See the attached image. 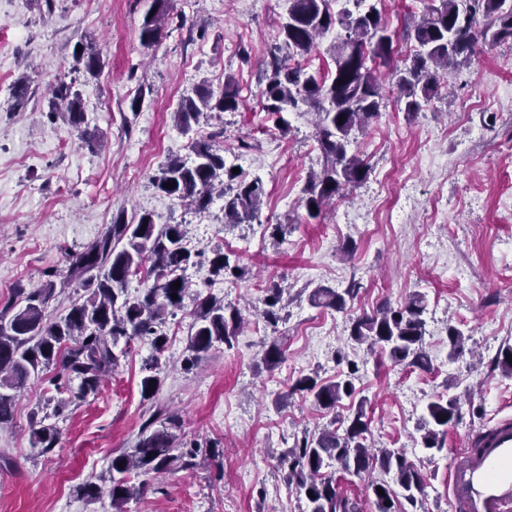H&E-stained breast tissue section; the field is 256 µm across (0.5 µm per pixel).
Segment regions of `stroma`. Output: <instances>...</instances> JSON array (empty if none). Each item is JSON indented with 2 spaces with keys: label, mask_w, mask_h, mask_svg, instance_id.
<instances>
[{
  "label": "stroma",
  "mask_w": 512,
  "mask_h": 512,
  "mask_svg": "<svg viewBox=\"0 0 512 512\" xmlns=\"http://www.w3.org/2000/svg\"><path fill=\"white\" fill-rule=\"evenodd\" d=\"M371 2L394 36L396 61L406 60L415 47L403 28L425 0ZM171 6L162 40L147 49L140 42L146 0H0V311L15 302L17 289L35 287L51 270L57 289L46 314L66 315L77 297L65 281L72 254L121 213L185 224L200 252L185 272V308L165 325L154 399L140 392L153 349L138 339L86 399H77L75 377L62 393L45 375L16 392L13 422L0 429V512H114L111 460L133 447L157 411L178 417L182 440L201 450L194 467L172 465L128 501L126 512H306L280 459L295 439L346 419L363 398L369 445L403 449L425 480L417 504L398 498L399 512H456L448 497L456 450L512 416V376L495 365L501 348L512 346V41L482 45L421 112H404L389 98L351 146L371 167L367 181L312 220L299 205L308 171L320 166L312 116L285 113L288 127L279 129L259 96L262 62L288 0ZM84 38L93 39L103 63L94 77L75 69L74 47ZM60 78L75 80L82 95L80 127L50 115ZM228 79L239 111L209 113L195 132L219 136L226 165L264 185L257 218L235 226L224 222L222 199L188 211L149 181L168 157L193 158L188 135L172 119L180 100L202 83L217 90ZM21 82L28 91L18 107ZM242 138L252 150H238ZM272 224L289 231L271 237ZM217 252L239 257L240 277H211ZM271 279L289 289L287 320L275 329L252 320L232 346L217 345L184 370L197 298L242 307ZM319 284L353 285L358 294L348 311L316 308L307 291ZM415 293L427 306V369L369 355L351 340V317L385 302L400 306ZM452 326L467 337L459 356L449 353ZM272 340L284 345L286 359L271 371L259 350ZM312 372L324 381L351 374L355 392L333 409L318 408L290 390ZM449 384L461 397L460 417L442 450L424 448L419 426ZM61 396L71 403L58 415ZM43 419L59 431L48 453L31 442ZM90 477L101 494L78 495Z\"/></svg>",
  "instance_id": "1"
}]
</instances>
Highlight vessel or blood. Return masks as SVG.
<instances>
[{"mask_svg":"<svg viewBox=\"0 0 512 512\" xmlns=\"http://www.w3.org/2000/svg\"><path fill=\"white\" fill-rule=\"evenodd\" d=\"M448 491L460 512H512V418L470 438L455 454Z\"/></svg>","mask_w":512,"mask_h":512,"instance_id":"b4317fda","label":"vessel or blood"}]
</instances>
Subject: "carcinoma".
<instances>
[{
    "label": "carcinoma",
    "instance_id": "carcinoma-1",
    "mask_svg": "<svg viewBox=\"0 0 512 512\" xmlns=\"http://www.w3.org/2000/svg\"><path fill=\"white\" fill-rule=\"evenodd\" d=\"M288 17L279 29L278 43L269 52L261 71L264 110L281 115L306 107L315 115L313 136L322 166L311 171L302 188L301 205L307 216L317 219L324 207L344 196V191L363 183L370 167L365 159L349 151L358 134L364 133L385 107L386 90L397 89L399 102L409 113L421 111L429 103L441 80L476 53L487 41L512 40V0H428L419 18L406 27V38L417 44L416 53L403 65H391L393 38L382 14L366 0H290ZM170 0H152L143 16L140 38L147 48L157 45L170 19ZM339 28L330 54L335 68L330 78L319 80L303 68L291 64L296 57L311 54L327 32ZM74 52L84 73L94 77L102 68L100 55L90 45L79 42ZM382 64L384 73H375ZM241 101L232 83L220 92L206 85L195 95L182 98L174 121L185 133L199 123L207 112H236ZM53 111L70 125L84 122L81 94L73 83L63 80L55 87ZM344 121H339V117ZM195 155L193 165L173 156L152 177L153 185L168 196L205 210L218 195L224 198V223L242 224L257 217L265 189L258 179L249 180L242 173L226 167L224 155L211 138H194L190 143ZM174 184L168 189L166 183ZM316 209H311V206ZM187 231L182 224H158L149 213L126 219L120 213L106 232L72 256L67 283L87 294L73 302L68 313L56 320L45 315L55 297L56 283L47 279L28 291L17 293L20 308L11 316L0 315V428L12 416L13 391L23 388L30 377L50 369L81 379L78 397L97 394L105 374L118 363L113 351L120 341L127 343L146 337L154 355L144 361L141 379L142 397L149 400L159 390V355L167 342L161 324L167 315L184 306V272L196 257L186 246ZM237 260L228 253H218L211 260L215 276L235 275ZM144 272V288L131 297V277ZM182 282L172 289L175 281ZM356 288L342 291L317 285L308 294L310 304L318 308L345 311ZM177 294L172 299L171 294ZM258 311L273 328L284 320L288 288L271 281ZM426 306L419 294L394 308L388 304L372 314L352 319L350 339L365 343L372 351L387 354L397 364L426 367L423 351ZM245 324L241 310L224 300L208 296L196 303L192 312L187 362L200 364L217 344L232 346ZM285 354L278 341L264 347L261 361L268 369L276 368ZM293 391L313 398L315 405L331 409L354 394L349 377L329 382L307 374L296 379ZM430 420L425 422L421 442L427 449L441 450L448 425L459 414V396L439 395L428 405ZM176 417H161L157 412L144 422L133 448L112 457L111 487L108 493L115 509L134 495L129 475L148 476L166 471L174 462L193 465L196 451L180 442ZM367 422L365 403H359L347 419L343 433L325 428L317 436L303 437L288 449L286 480L306 496L308 512H358L355 503L336 489V480L323 469L336 461L346 474L367 477L366 495L375 512H396L391 485L372 478L374 471L393 475L411 504L423 491L421 472L398 450L377 451L365 444ZM33 445L46 453L58 440L57 430L48 425L32 432ZM124 467H118L119 463ZM383 489L384 495L378 494ZM313 496H308V492Z\"/></svg>",
    "mask_w": 512,
    "mask_h": 512
}]
</instances>
